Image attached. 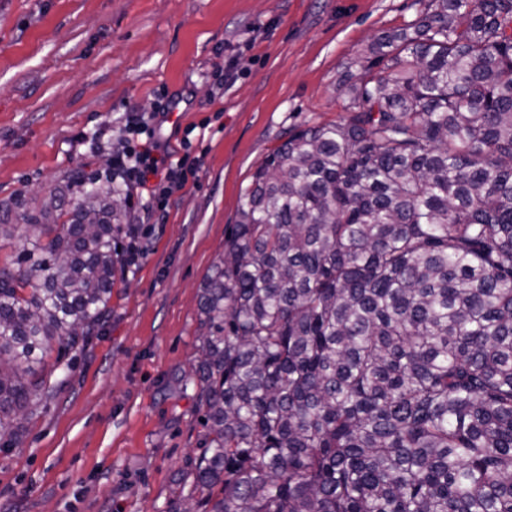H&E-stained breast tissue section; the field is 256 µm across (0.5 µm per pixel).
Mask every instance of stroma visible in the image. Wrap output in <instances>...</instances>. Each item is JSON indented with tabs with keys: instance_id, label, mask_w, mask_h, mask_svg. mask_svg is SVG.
<instances>
[{
	"instance_id": "35a3bbf8",
	"label": "stroma",
	"mask_w": 512,
	"mask_h": 512,
	"mask_svg": "<svg viewBox=\"0 0 512 512\" xmlns=\"http://www.w3.org/2000/svg\"><path fill=\"white\" fill-rule=\"evenodd\" d=\"M415 0H0V203L41 205L74 174L103 175L130 113L177 106L198 164L165 215L130 207L150 253L112 289L108 322L57 369L56 395L0 452V512H168L204 432L194 398L199 287L244 190L304 124L349 112L340 85ZM235 81L214 84L225 65Z\"/></svg>"
}]
</instances>
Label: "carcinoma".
<instances>
[{"label": "carcinoma", "instance_id": "1", "mask_svg": "<svg viewBox=\"0 0 512 512\" xmlns=\"http://www.w3.org/2000/svg\"><path fill=\"white\" fill-rule=\"evenodd\" d=\"M291 130L202 281L205 434L168 512H512V0H416ZM0 218V431L108 319L127 197Z\"/></svg>", "mask_w": 512, "mask_h": 512}]
</instances>
